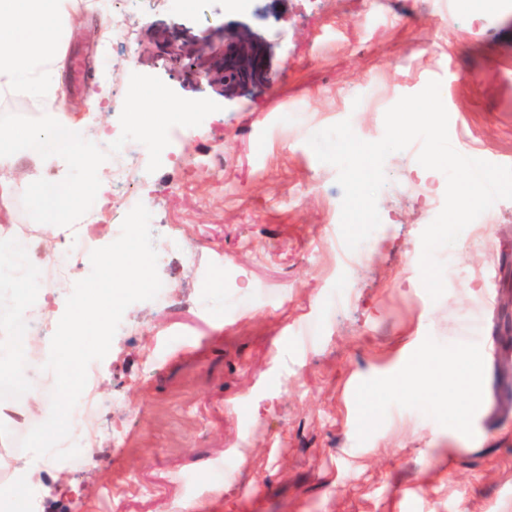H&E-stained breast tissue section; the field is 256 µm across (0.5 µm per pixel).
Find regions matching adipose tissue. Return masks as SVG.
I'll use <instances>...</instances> for the list:
<instances>
[{
    "instance_id": "adipose-tissue-1",
    "label": "adipose tissue",
    "mask_w": 512,
    "mask_h": 512,
    "mask_svg": "<svg viewBox=\"0 0 512 512\" xmlns=\"http://www.w3.org/2000/svg\"><path fill=\"white\" fill-rule=\"evenodd\" d=\"M73 14L72 0H0V94L21 93L33 101L52 100V111L39 112L23 123L0 125V200L30 195L35 199L37 219L53 229L57 214L70 211L86 189L105 188L101 177L100 136L88 132L65 156L27 153L29 141L48 139L60 129L76 128L74 113L58 91L64 68L67 25ZM37 175L23 177L25 166ZM80 167L83 184L66 180L68 167ZM403 393L429 388L452 397L461 389L442 367L410 370L397 383Z\"/></svg>"
}]
</instances>
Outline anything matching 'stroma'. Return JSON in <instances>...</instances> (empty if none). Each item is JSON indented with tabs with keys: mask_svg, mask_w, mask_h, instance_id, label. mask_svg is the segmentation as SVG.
Returning a JSON list of instances; mask_svg holds the SVG:
<instances>
[{
	"mask_svg": "<svg viewBox=\"0 0 512 512\" xmlns=\"http://www.w3.org/2000/svg\"><path fill=\"white\" fill-rule=\"evenodd\" d=\"M77 12L66 51L90 80L60 98L103 93L98 120L116 139L138 94L202 110L176 139L155 122V150L130 143L128 177L89 195L99 248L129 199L150 207L164 294L125 310L96 363L97 466L51 461L35 512H512V384L498 373L512 363V200L438 250L434 300L408 262L443 207L444 174L419 177V144L389 155L379 231L342 274L338 170L307 143L346 119L379 140L385 111L437 80L454 149L512 166V0H202L177 17L168 0H118L117 39L97 0ZM175 21L262 39L271 83L228 102L183 84L156 58ZM10 208L12 233L51 254L49 287L88 275L29 199ZM174 235L194 261L169 249ZM434 358L463 383L452 402L395 388Z\"/></svg>",
	"mask_w": 512,
	"mask_h": 512,
	"instance_id": "obj_1",
	"label": "stroma"
}]
</instances>
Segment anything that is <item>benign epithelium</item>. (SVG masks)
Listing matches in <instances>:
<instances>
[{"mask_svg":"<svg viewBox=\"0 0 512 512\" xmlns=\"http://www.w3.org/2000/svg\"><path fill=\"white\" fill-rule=\"evenodd\" d=\"M157 58L185 83L195 85L204 79L225 98L272 79L263 44L229 35L222 27L193 35L175 24L159 40Z\"/></svg>","mask_w":512,"mask_h":512,"instance_id":"obj_1","label":"benign epithelium"}]
</instances>
